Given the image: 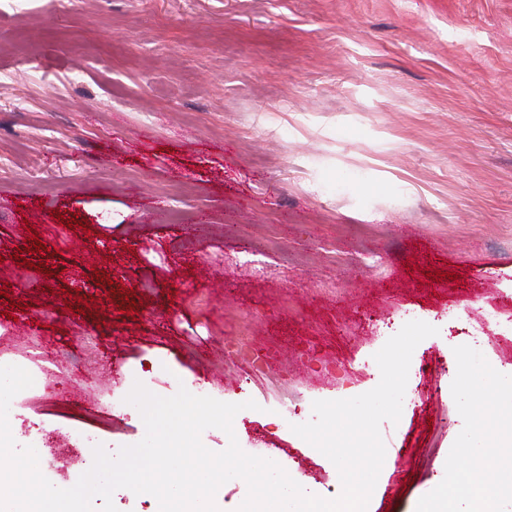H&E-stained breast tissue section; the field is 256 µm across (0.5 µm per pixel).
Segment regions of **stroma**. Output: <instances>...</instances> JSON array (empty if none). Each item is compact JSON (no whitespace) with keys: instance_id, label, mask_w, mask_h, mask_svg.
Segmentation results:
<instances>
[{"instance_id":"stroma-1","label":"stroma","mask_w":512,"mask_h":512,"mask_svg":"<svg viewBox=\"0 0 512 512\" xmlns=\"http://www.w3.org/2000/svg\"><path fill=\"white\" fill-rule=\"evenodd\" d=\"M411 320L367 512H477L476 428L512 451V0H0V365L50 371L9 422L55 486L144 437L113 395L190 381L337 497L291 427Z\"/></svg>"}]
</instances>
